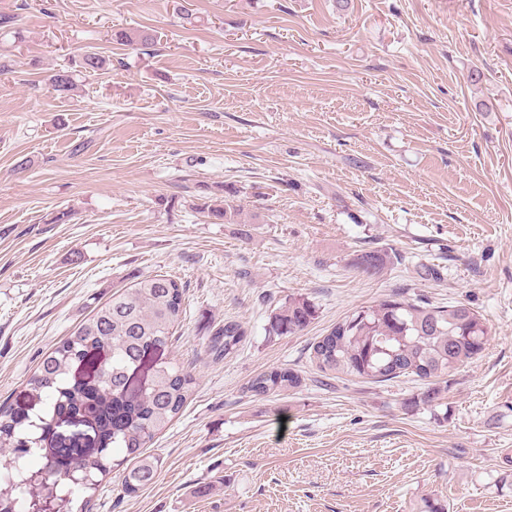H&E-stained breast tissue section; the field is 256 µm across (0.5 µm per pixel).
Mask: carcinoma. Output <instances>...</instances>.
Masks as SVG:
<instances>
[{"label": "carcinoma", "instance_id": "carcinoma-1", "mask_svg": "<svg viewBox=\"0 0 512 512\" xmlns=\"http://www.w3.org/2000/svg\"><path fill=\"white\" fill-rule=\"evenodd\" d=\"M106 66L100 54L86 50L79 68L96 72ZM49 87L66 95L75 85L68 69L46 78ZM208 215L235 223L236 209L221 200L203 202ZM389 262L384 251L357 255L353 266L362 274L380 273ZM185 289L175 279L156 274L112 294V298L81 321L39 362L27 381V409L0 407V455L9 473L0 477V512H17L18 492L27 494L25 512H83L101 479L122 470V491L135 496L154 483L161 470L158 458L143 456L151 442L183 410L195 388L190 371L176 362L158 360L153 386L136 395L127 391L126 374L151 348L161 349L184 314ZM316 306L303 295L290 296L271 314L269 333L288 336L316 319ZM245 327L226 320L212 334L208 351L218 357L236 353ZM488 341L481 315L466 304L433 306L400 294L374 305L360 306L343 317L311 345V362L318 371L345 374L373 383L399 377L422 381L426 389L415 405H439L440 378L476 358ZM105 349L109 359L94 380L78 379L74 368L90 351ZM304 378L293 368H273L254 376L248 391L255 396H282L300 388ZM93 412L99 451L72 465L64 459L74 445L47 443L64 415ZM124 452L113 457L114 449Z\"/></svg>", "mask_w": 512, "mask_h": 512}]
</instances>
